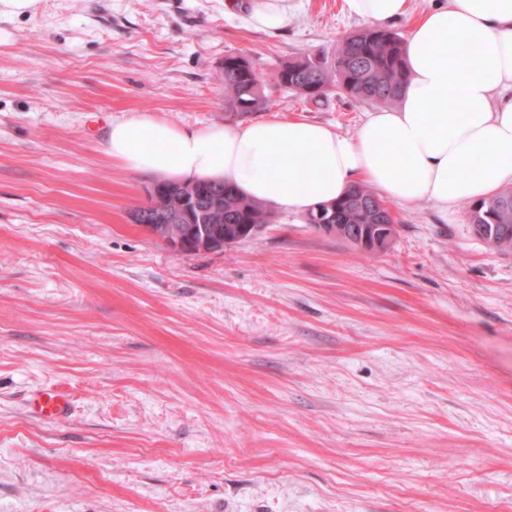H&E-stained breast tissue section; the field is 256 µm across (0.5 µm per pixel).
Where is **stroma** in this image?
Here are the masks:
<instances>
[{"label": "stroma", "instance_id": "1", "mask_svg": "<svg viewBox=\"0 0 512 512\" xmlns=\"http://www.w3.org/2000/svg\"><path fill=\"white\" fill-rule=\"evenodd\" d=\"M41 0L0 20V512H512V252L468 206L391 204L360 251L277 212L185 256L112 161L138 113L227 124V53L265 73L362 27L344 0ZM370 103L280 90L266 120L354 134ZM57 388L55 421L30 394ZM249 20L256 28L277 31L288 25V0H251Z\"/></svg>", "mask_w": 512, "mask_h": 512}]
</instances>
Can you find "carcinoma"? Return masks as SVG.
Here are the masks:
<instances>
[{
    "label": "carcinoma",
    "instance_id": "carcinoma-1",
    "mask_svg": "<svg viewBox=\"0 0 512 512\" xmlns=\"http://www.w3.org/2000/svg\"><path fill=\"white\" fill-rule=\"evenodd\" d=\"M404 40L390 26H369L342 38L333 55H303L280 64L271 77L259 70L251 57L224 55L219 81L224 85V109L235 118L268 110L271 87L277 86L313 102L334 90L354 102L386 105L395 101L406 80ZM206 208L210 197L224 196V208L208 215L202 224H214L224 234L235 235L241 224H272L275 214L266 206L244 198L224 183H186ZM383 201L365 184L353 186L336 201V223L358 236L373 237L387 222ZM469 223L487 225L492 249H512V189L471 206Z\"/></svg>",
    "mask_w": 512,
    "mask_h": 512
}]
</instances>
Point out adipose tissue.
Returning a JSON list of instances; mask_svg holds the SVG:
<instances>
[{
    "label": "adipose tissue",
    "mask_w": 512,
    "mask_h": 512,
    "mask_svg": "<svg viewBox=\"0 0 512 512\" xmlns=\"http://www.w3.org/2000/svg\"><path fill=\"white\" fill-rule=\"evenodd\" d=\"M385 24L410 0H344ZM407 81L393 107L354 135L304 120L177 127L151 114L112 123L106 151L123 167L179 182H225L288 213L365 184L398 204L440 209L512 187V0H440L405 37Z\"/></svg>",
    "instance_id": "obj_1"
}]
</instances>
